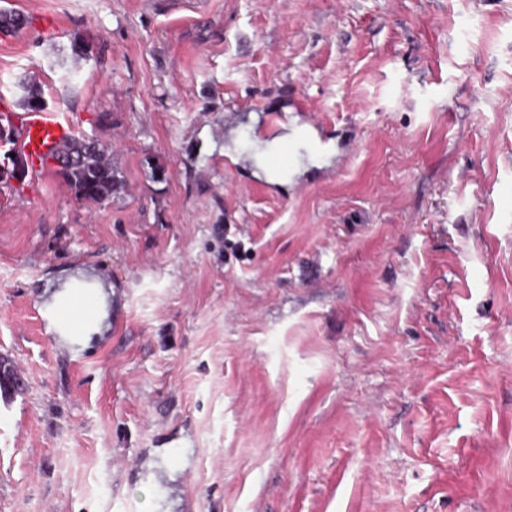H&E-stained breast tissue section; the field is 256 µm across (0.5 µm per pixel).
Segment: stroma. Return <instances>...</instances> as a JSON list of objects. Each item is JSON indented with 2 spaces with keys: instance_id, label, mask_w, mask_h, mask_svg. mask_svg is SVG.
Returning a JSON list of instances; mask_svg holds the SVG:
<instances>
[{
  "instance_id": "1",
  "label": "stroma",
  "mask_w": 512,
  "mask_h": 512,
  "mask_svg": "<svg viewBox=\"0 0 512 512\" xmlns=\"http://www.w3.org/2000/svg\"><path fill=\"white\" fill-rule=\"evenodd\" d=\"M1 9L0 98L125 189L0 182V512H512V0ZM304 123L328 157L256 176ZM41 96L40 87L34 83L27 84L20 103L29 111L6 114L18 128L22 149L32 165L40 166L43 159L52 154V160L60 154H71L75 164L64 181L75 190L79 199L100 204L121 193L125 187L124 177L109 159L108 147L104 144L92 145L86 138L70 141L74 128L69 122L59 120L47 112H35L40 109L33 108L31 99ZM67 141L70 142L57 151ZM70 303L74 304L75 320L82 326L80 334H78L82 338L78 342L86 344L90 340L91 334L99 331L104 318L99 292L96 288H88L86 295L75 296Z\"/></svg>"
}]
</instances>
